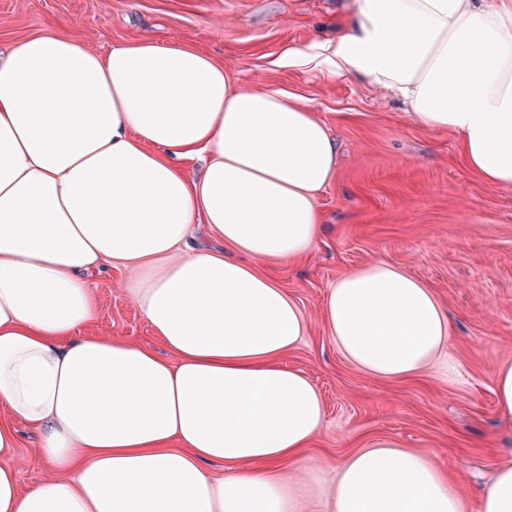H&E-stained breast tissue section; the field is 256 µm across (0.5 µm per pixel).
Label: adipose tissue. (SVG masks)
Here are the masks:
<instances>
[{"label":"adipose tissue","instance_id":"obj_1","mask_svg":"<svg viewBox=\"0 0 512 512\" xmlns=\"http://www.w3.org/2000/svg\"><path fill=\"white\" fill-rule=\"evenodd\" d=\"M284 61L402 97L469 170L512 188V0H355L335 38ZM336 157L297 96L234 84L182 42L100 51L54 31L0 51V512H465L448 475L391 440L336 474L300 461L324 404L279 364L307 326L261 264L313 251ZM197 224L219 248L188 246ZM104 266L172 359L85 333ZM323 313L370 375L457 372L451 315L393 265L345 272ZM17 420L46 468L26 487L4 463ZM478 512H512V462Z\"/></svg>","mask_w":512,"mask_h":512}]
</instances>
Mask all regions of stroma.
I'll use <instances>...</instances> for the list:
<instances>
[{
	"label": "stroma",
	"mask_w": 512,
	"mask_h": 512,
	"mask_svg": "<svg viewBox=\"0 0 512 512\" xmlns=\"http://www.w3.org/2000/svg\"><path fill=\"white\" fill-rule=\"evenodd\" d=\"M354 0H0V48L60 29L92 47L148 38L186 42L220 60L234 83L299 96L338 146L335 181L320 195L321 239L300 262L268 269L308 324L282 367L319 390L325 421L302 454L311 466H338L376 441L427 453L476 506L480 488L512 460V431L500 423L493 373L512 359V188L484 182L462 163L455 138L424 129L404 102L358 76L333 78L282 65L288 49L335 37ZM374 261L425 283L454 321V380L425 372L400 380L369 375L327 335L324 295L345 271ZM103 271L97 320L88 328L166 346L116 280ZM10 463L21 484L44 473L37 436L17 423Z\"/></svg>",
	"instance_id": "stroma-1"
}]
</instances>
